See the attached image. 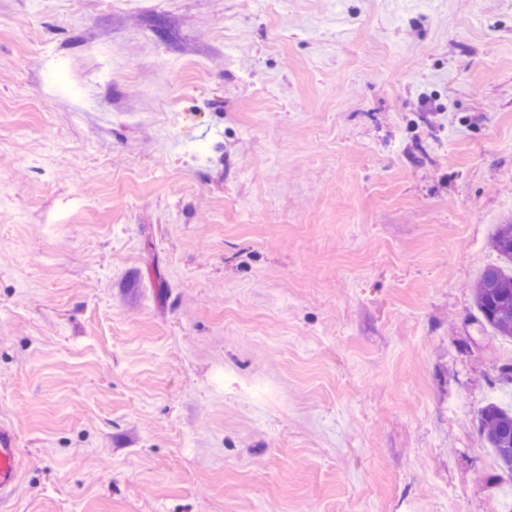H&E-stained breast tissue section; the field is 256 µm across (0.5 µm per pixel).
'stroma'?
<instances>
[{
  "instance_id": "1",
  "label": "stroma",
  "mask_w": 512,
  "mask_h": 512,
  "mask_svg": "<svg viewBox=\"0 0 512 512\" xmlns=\"http://www.w3.org/2000/svg\"><path fill=\"white\" fill-rule=\"evenodd\" d=\"M512 0H0V512H512ZM492 248L500 264L486 268L474 283L475 306L496 335L512 338V224L498 225ZM477 422L482 441L492 449L498 469L512 478V407L490 403L480 411ZM22 459L17 448V435L11 425L0 424V500L15 488L21 471Z\"/></svg>"
}]
</instances>
